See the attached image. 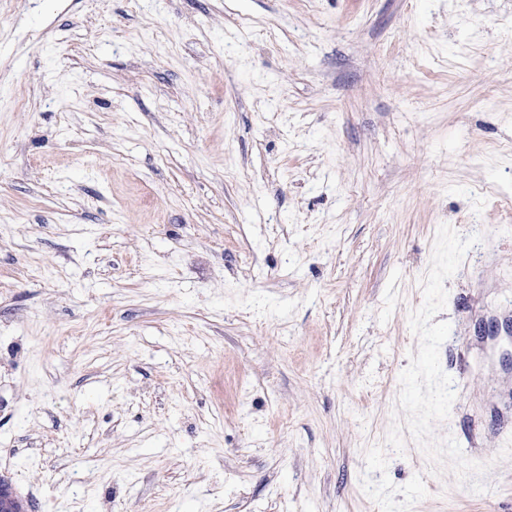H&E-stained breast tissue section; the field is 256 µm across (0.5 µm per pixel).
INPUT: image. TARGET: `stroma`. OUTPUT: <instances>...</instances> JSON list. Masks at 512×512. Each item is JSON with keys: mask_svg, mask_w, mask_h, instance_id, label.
<instances>
[{"mask_svg": "<svg viewBox=\"0 0 512 512\" xmlns=\"http://www.w3.org/2000/svg\"><path fill=\"white\" fill-rule=\"evenodd\" d=\"M512 0H0V481L24 512H379L438 227L411 512H512Z\"/></svg>", "mask_w": 512, "mask_h": 512, "instance_id": "obj_1", "label": "stroma"}]
</instances>
